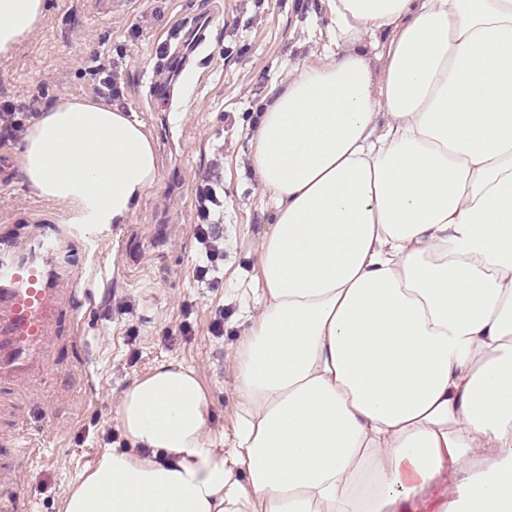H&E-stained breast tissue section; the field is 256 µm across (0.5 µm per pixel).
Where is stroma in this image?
Instances as JSON below:
<instances>
[{
	"instance_id": "stroma-1",
	"label": "stroma",
	"mask_w": 512,
	"mask_h": 512,
	"mask_svg": "<svg viewBox=\"0 0 512 512\" xmlns=\"http://www.w3.org/2000/svg\"><path fill=\"white\" fill-rule=\"evenodd\" d=\"M322 0H46L45 16L11 56L0 57V102L26 98L28 114L55 96L97 97L93 56L112 64L131 112L159 157L156 186L131 223L100 224L70 261L88 281L79 340L62 320L51 368L39 381L0 390V436L34 442L31 462L0 452L27 512H59L62 497L106 448H122L118 398L157 363L194 368L207 389L216 443L232 441L233 356L242 331L232 318L253 304L256 247L269 200L246 167L253 114L289 69L333 49ZM21 135L0 133V236L35 221H66L63 206L21 182ZM223 164L222 281L199 283L205 259L193 234L195 189ZM190 314H183V306ZM224 316L223 335L210 325ZM190 321L191 333L181 331Z\"/></svg>"
}]
</instances>
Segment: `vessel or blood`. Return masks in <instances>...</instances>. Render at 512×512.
Returning <instances> with one entry per match:
<instances>
[{
  "instance_id": "obj_1",
  "label": "vessel or blood",
  "mask_w": 512,
  "mask_h": 512,
  "mask_svg": "<svg viewBox=\"0 0 512 512\" xmlns=\"http://www.w3.org/2000/svg\"><path fill=\"white\" fill-rule=\"evenodd\" d=\"M83 286L66 265L60 225L36 224L26 236L0 241V387L48 372L63 306Z\"/></svg>"
}]
</instances>
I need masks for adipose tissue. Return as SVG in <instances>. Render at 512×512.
<instances>
[{"label": "adipose tissue", "instance_id": "adipose-tissue-1", "mask_svg": "<svg viewBox=\"0 0 512 512\" xmlns=\"http://www.w3.org/2000/svg\"><path fill=\"white\" fill-rule=\"evenodd\" d=\"M334 51L272 85L252 176L273 204L234 352L233 444L162 362L62 512H512V0H325ZM45 0H0V55ZM19 176L73 224H128L158 180L128 112L63 95ZM469 473L466 483L456 474ZM442 491V486H436L423 497L413 503H406L403 507L408 512H444L448 499Z\"/></svg>", "mask_w": 512, "mask_h": 512}]
</instances>
